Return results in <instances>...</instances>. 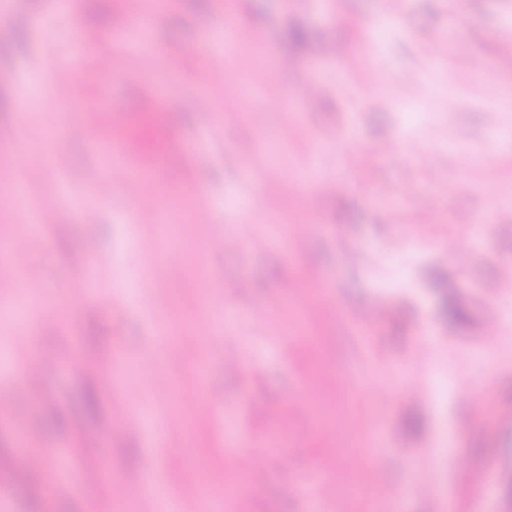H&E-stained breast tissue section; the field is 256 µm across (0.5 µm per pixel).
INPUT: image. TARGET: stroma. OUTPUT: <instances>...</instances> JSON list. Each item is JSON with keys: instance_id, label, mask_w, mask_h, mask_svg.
<instances>
[{"instance_id": "obj_1", "label": "stroma", "mask_w": 512, "mask_h": 512, "mask_svg": "<svg viewBox=\"0 0 512 512\" xmlns=\"http://www.w3.org/2000/svg\"><path fill=\"white\" fill-rule=\"evenodd\" d=\"M66 2L0 0L13 29L0 128L15 134L0 155V235L29 211L49 217L19 241L10 276L13 296L42 285L31 320L0 319L14 356L0 365V512H158L136 493L148 479L177 503L202 502L208 483L227 512H366L352 484L381 495L379 512H512V44L499 38L512 0H402L383 26V0H167L151 63L120 39L142 0ZM227 26L241 39L191 54ZM434 39L448 49L431 59ZM369 48L374 67L355 78ZM76 52L64 99L54 72ZM231 57L237 83L201 81ZM89 108L105 110L104 138L145 115L151 129L133 156L104 160L71 131ZM421 135L425 158L376 151ZM128 166L167 205L166 232L134 213ZM104 174L106 197L92 191ZM249 175L269 205H254ZM310 175L333 185L311 212ZM476 218L487 229L473 239ZM91 254L106 287L94 306L79 295ZM147 255L174 265L153 293L136 286ZM153 311L190 341L156 356ZM488 373L476 415L465 384ZM196 382L219 410L187 400ZM239 430L252 440L229 465ZM34 439L36 473L22 453ZM409 482L400 504L387 499Z\"/></svg>"}]
</instances>
